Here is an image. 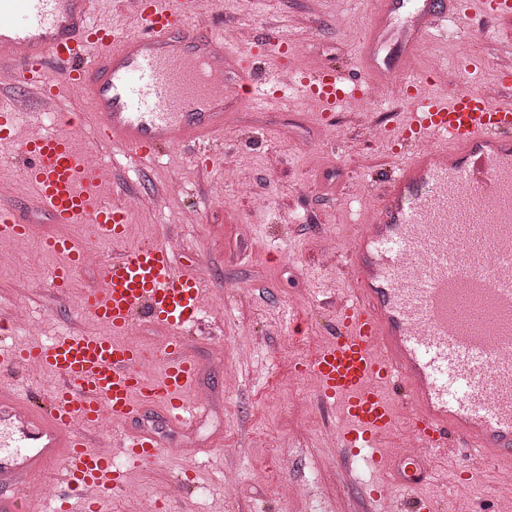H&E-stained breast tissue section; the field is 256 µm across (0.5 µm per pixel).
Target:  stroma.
Instances as JSON below:
<instances>
[{"mask_svg": "<svg viewBox=\"0 0 512 512\" xmlns=\"http://www.w3.org/2000/svg\"><path fill=\"white\" fill-rule=\"evenodd\" d=\"M374 10L375 0H205L202 18L213 31L229 33L235 55H256L263 70L276 46L261 45L262 33L293 37L288 70L298 78L322 65H356ZM240 27L254 41L238 43ZM503 29L491 22L465 39L435 36L413 67L435 77L431 91L441 95L442 74L474 55L482 60L476 87L495 84L512 60ZM407 110L394 93L372 85L329 114L296 85L259 106L241 100L228 107L213 161L190 149L141 168L117 151L106 161L105 189L138 200L128 212L126 247L173 230L177 263L208 288L209 325L188 338L187 348L198 365V388L223 399L221 409H195L185 426L169 423L154 405L129 420L128 429L154 432L172 452L147 465L121 461L136 494L113 490L120 512H140L141 502L185 471L199 491L188 500H164L168 512H401L402 488L372 504L366 493L376 474L366 468L360 477L344 476L336 414L320 408L318 385L298 364L336 321L325 299L351 288L345 272L325 258L323 242L334 240L341 252L349 247L381 199L375 174L398 161L388 138L368 140L362 131L376 122L395 125ZM229 161L238 179L225 184ZM176 179L182 192L164 194ZM217 182L218 199L211 193ZM1 251L16 259L0 262V314L23 308L29 317L18 338L39 342L77 328L74 300L41 287L54 257L27 240L0 241ZM202 251L210 256L205 266L194 261ZM280 453L294 459L292 469L278 470ZM457 457L456 469L429 475L417 495L434 498L443 512H491L494 497L512 491V475L489 466L472 472L466 450Z\"/></svg>", "mask_w": 512, "mask_h": 512, "instance_id": "35a3bbf8", "label": "stroma"}]
</instances>
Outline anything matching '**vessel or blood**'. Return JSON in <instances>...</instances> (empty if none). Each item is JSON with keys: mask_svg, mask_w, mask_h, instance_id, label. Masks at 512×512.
<instances>
[{"mask_svg": "<svg viewBox=\"0 0 512 512\" xmlns=\"http://www.w3.org/2000/svg\"><path fill=\"white\" fill-rule=\"evenodd\" d=\"M104 0H0V72L21 88L26 111L0 106V147L21 157L31 195L0 206V239L27 238L36 224H83L84 238L51 233L42 249L57 257L45 284L74 297L81 324L43 342L13 340L0 321V512H41L26 491L52 468L63 484L54 512H112L108 494L123 484L117 454L153 461L166 454L153 433L126 430L145 405L170 423H189L198 366L186 340L202 327L200 277L184 273L165 242L125 251L127 203L101 194V149L143 164L179 147L209 152L224 136L225 86L260 103L271 91L254 63L230 60L221 36L192 29L203 0H136L137 33L96 23ZM377 0L351 69L325 65L303 78L308 97L332 112L366 85H399L411 108L398 126L403 153L383 180V201L344 253L351 295L336 300L332 336L300 370L335 405L336 441L346 457L393 473L412 498L406 512H436L415 498L421 455L383 452L406 421L421 447L456 448L475 464L512 471V68L500 69L498 99L472 84L480 62L465 58L444 95H423L412 57L436 34L465 20L512 21V0ZM72 93L89 112L60 113ZM47 118L59 132L18 140L23 118ZM93 120L91 151L73 132ZM101 259L95 288L77 285L87 256ZM163 327L159 376L131 339L135 324ZM54 380L27 392L20 370Z\"/></svg>", "mask_w": 512, "mask_h": 512, "instance_id": "obj_1", "label": "vessel or blood"}]
</instances>
